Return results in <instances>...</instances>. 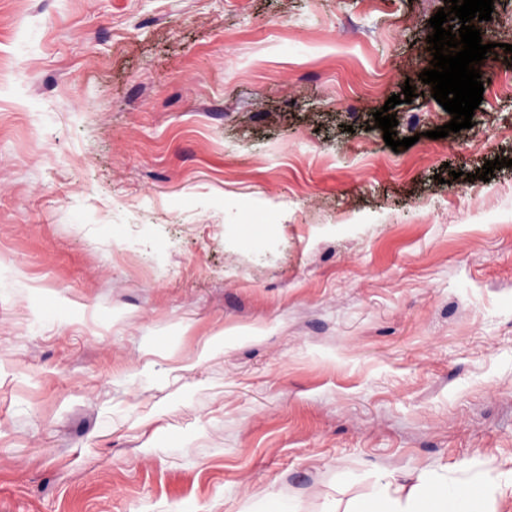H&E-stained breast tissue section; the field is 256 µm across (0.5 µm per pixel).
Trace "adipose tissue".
Listing matches in <instances>:
<instances>
[{
  "instance_id": "obj_1",
  "label": "adipose tissue",
  "mask_w": 512,
  "mask_h": 512,
  "mask_svg": "<svg viewBox=\"0 0 512 512\" xmlns=\"http://www.w3.org/2000/svg\"><path fill=\"white\" fill-rule=\"evenodd\" d=\"M486 491L469 492L467 487H448L432 479L425 480L416 495L396 497L383 485L354 506L353 512H487Z\"/></svg>"
}]
</instances>
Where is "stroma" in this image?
<instances>
[{
  "instance_id": "obj_1",
  "label": "stroma",
  "mask_w": 512,
  "mask_h": 512,
  "mask_svg": "<svg viewBox=\"0 0 512 512\" xmlns=\"http://www.w3.org/2000/svg\"><path fill=\"white\" fill-rule=\"evenodd\" d=\"M443 5L0 0V512L512 482V0L431 139Z\"/></svg>"
}]
</instances>
